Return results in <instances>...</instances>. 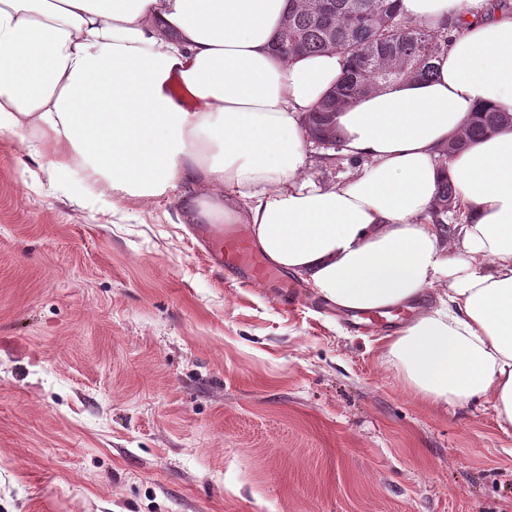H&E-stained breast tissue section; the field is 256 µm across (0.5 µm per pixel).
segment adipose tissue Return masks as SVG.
<instances>
[{
	"label": "adipose tissue",
	"mask_w": 512,
	"mask_h": 512,
	"mask_svg": "<svg viewBox=\"0 0 512 512\" xmlns=\"http://www.w3.org/2000/svg\"><path fill=\"white\" fill-rule=\"evenodd\" d=\"M400 8L466 30L432 79L336 112L343 154L366 162L337 184L309 175L301 118L346 59L273 53L288 0H0V137L27 136L51 178L81 167L120 202L192 188L178 223L250 225L272 265L344 313L440 290L439 309L385 336L386 362L421 402L488 397L512 426V130L443 155L474 112L512 114V12ZM446 178L464 223L428 221Z\"/></svg>",
	"instance_id": "1"
}]
</instances>
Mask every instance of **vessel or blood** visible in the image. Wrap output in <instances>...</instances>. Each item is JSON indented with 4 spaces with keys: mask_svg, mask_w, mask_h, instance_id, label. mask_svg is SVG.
<instances>
[{
    "mask_svg": "<svg viewBox=\"0 0 512 512\" xmlns=\"http://www.w3.org/2000/svg\"><path fill=\"white\" fill-rule=\"evenodd\" d=\"M204 245L208 257L225 268L242 273L247 280L264 282L275 276L252 247L248 229L239 224H213L205 231Z\"/></svg>",
    "mask_w": 512,
    "mask_h": 512,
    "instance_id": "vessel-or-blood-1",
    "label": "vessel or blood"
}]
</instances>
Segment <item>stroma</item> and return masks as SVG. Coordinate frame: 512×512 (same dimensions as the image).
<instances>
[{"instance_id": "stroma-1", "label": "stroma", "mask_w": 512, "mask_h": 512, "mask_svg": "<svg viewBox=\"0 0 512 512\" xmlns=\"http://www.w3.org/2000/svg\"><path fill=\"white\" fill-rule=\"evenodd\" d=\"M0 140V512H512V428L432 407L307 285Z\"/></svg>"}]
</instances>
